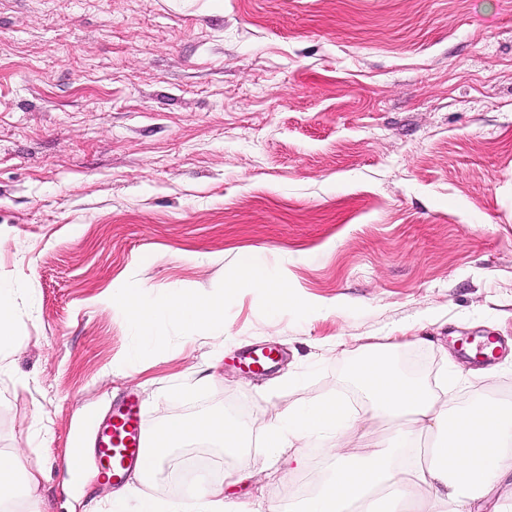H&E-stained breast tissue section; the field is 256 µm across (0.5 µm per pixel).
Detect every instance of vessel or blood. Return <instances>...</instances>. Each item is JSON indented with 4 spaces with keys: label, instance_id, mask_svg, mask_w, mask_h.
Instances as JSON below:
<instances>
[{
    "label": "vessel or blood",
    "instance_id": "1",
    "mask_svg": "<svg viewBox=\"0 0 512 512\" xmlns=\"http://www.w3.org/2000/svg\"><path fill=\"white\" fill-rule=\"evenodd\" d=\"M93 453L103 477L113 485H123L129 473L144 467L152 453V443L142 425L135 398L93 426Z\"/></svg>",
    "mask_w": 512,
    "mask_h": 512
}]
</instances>
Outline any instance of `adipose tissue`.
Masks as SVG:
<instances>
[{
	"label": "adipose tissue",
	"instance_id": "1",
	"mask_svg": "<svg viewBox=\"0 0 512 512\" xmlns=\"http://www.w3.org/2000/svg\"><path fill=\"white\" fill-rule=\"evenodd\" d=\"M143 288L132 284L107 298L133 324L150 335L154 345L159 322L190 329L223 324L224 295L173 289L153 304L141 301ZM351 377L365 393L374 416L392 422L386 450L355 454L341 439L356 417L334 400L313 407L286 406L264 434L269 464L286 450L311 437L325 441L334 461L330 476L302 499L282 498L267 512H512V504L491 495L512 479V403L459 406L451 392L399 374L383 353L368 350ZM188 442L240 454L245 435L223 417L173 418L155 434L153 452L163 461L170 450ZM44 468L27 467L18 452H0V512H48L39 489ZM242 474L228 471L223 484L199 482L173 500L144 495L136 486L110 495L111 512H259L253 503L235 502L228 487Z\"/></svg>",
	"mask_w": 512,
	"mask_h": 512
}]
</instances>
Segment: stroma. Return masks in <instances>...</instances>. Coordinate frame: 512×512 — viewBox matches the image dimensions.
<instances>
[{"instance_id":"obj_1","label":"stroma","mask_w":512,"mask_h":512,"mask_svg":"<svg viewBox=\"0 0 512 512\" xmlns=\"http://www.w3.org/2000/svg\"><path fill=\"white\" fill-rule=\"evenodd\" d=\"M247 253L279 303L225 292L222 336L166 323L157 348L101 302L222 290ZM0 279L18 336L0 452L44 465L54 512L112 490L69 457L129 394L152 434L209 414L249 432L232 458L172 449L145 493L184 494L204 453L212 477L249 472L242 501L330 467L313 439L269 468L257 441L284 404L343 398L358 442L385 440L350 367L399 330V372L512 401V0H0ZM481 336L502 344L487 381ZM266 345L279 361L243 371Z\"/></svg>"}]
</instances>
